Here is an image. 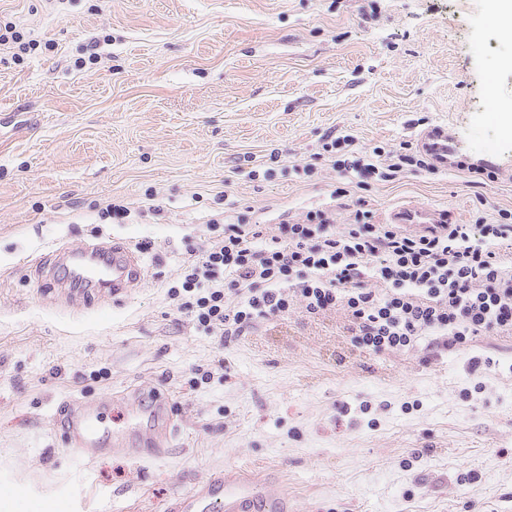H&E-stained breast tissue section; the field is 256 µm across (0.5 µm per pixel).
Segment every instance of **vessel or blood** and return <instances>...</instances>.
<instances>
[{"instance_id":"vessel-or-blood-1","label":"vessel or blood","mask_w":512,"mask_h":512,"mask_svg":"<svg viewBox=\"0 0 512 512\" xmlns=\"http://www.w3.org/2000/svg\"><path fill=\"white\" fill-rule=\"evenodd\" d=\"M416 142L441 169L454 163L459 152L454 134L445 124L419 131ZM385 221L409 232H425L447 223L448 213L433 207L400 205L388 210ZM59 255L62 275L56 285L60 288H98L117 296L137 287L144 276L143 257L122 241L90 245L80 251L65 248ZM58 412L65 419L71 446L90 460L111 450L133 456L145 450L159 457L167 452L175 433L168 405L160 398L146 416L145 429L130 433L105 431L101 411L95 405L64 403ZM215 505L222 512H291L286 494L238 469L211 475L177 496L167 512H210Z\"/></svg>"}]
</instances>
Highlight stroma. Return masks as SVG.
I'll list each match as a JSON object with an SVG mask.
<instances>
[{
  "label": "stroma",
  "instance_id": "35a3bbf8",
  "mask_svg": "<svg viewBox=\"0 0 512 512\" xmlns=\"http://www.w3.org/2000/svg\"><path fill=\"white\" fill-rule=\"evenodd\" d=\"M491 0H0V512H165L224 468L266 476L293 512H512V337L431 354L353 349L343 311L292 305L231 344L168 294L189 245L223 212L277 224L315 207L375 223L399 204L458 224L512 210V18ZM452 129L465 167L408 172L369 191L314 162L330 132L400 149ZM271 177L253 178L258 166ZM153 197L155 210L143 206ZM114 203L126 214L102 217ZM150 241L140 288L84 299L54 288V253ZM499 360L477 380L469 357ZM168 398L166 455L89 460L54 418L129 395ZM368 413H360V404ZM474 472L476 480L461 482Z\"/></svg>",
  "mask_w": 512,
  "mask_h": 512
}]
</instances>
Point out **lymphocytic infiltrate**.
Returning a JSON list of instances; mask_svg holds the SVG:
<instances>
[{
  "label": "lymphocytic infiltrate",
  "mask_w": 512,
  "mask_h": 512,
  "mask_svg": "<svg viewBox=\"0 0 512 512\" xmlns=\"http://www.w3.org/2000/svg\"><path fill=\"white\" fill-rule=\"evenodd\" d=\"M321 160L359 188L409 171L435 173L428 154L408 147L365 161L353 137L326 136ZM202 246L188 250L169 288L198 328L231 343L257 323L287 316L300 303L313 318L341 310L350 343L369 353L453 350L480 336H512V211L495 221L410 233L378 224L366 199L337 225L330 208L297 222L253 224L212 218Z\"/></svg>",
  "instance_id": "f902f5d3"
}]
</instances>
